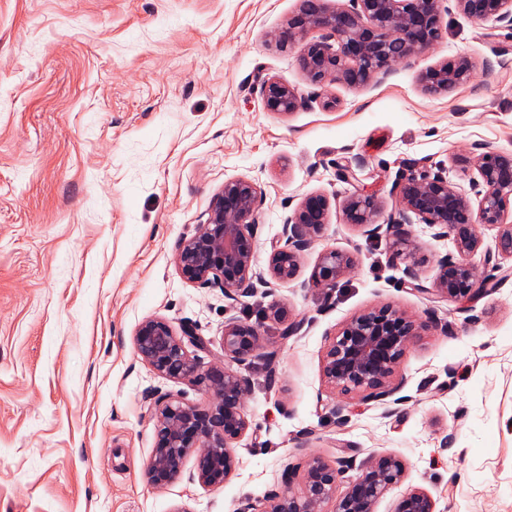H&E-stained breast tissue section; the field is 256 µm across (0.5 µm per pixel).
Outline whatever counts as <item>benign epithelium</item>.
I'll return each mask as SVG.
<instances>
[{"label": "benign epithelium", "instance_id": "7a95c632", "mask_svg": "<svg viewBox=\"0 0 512 512\" xmlns=\"http://www.w3.org/2000/svg\"><path fill=\"white\" fill-rule=\"evenodd\" d=\"M330 0H301L298 12L288 20L277 41L291 42L298 36L315 34L307 41L299 63L314 86L343 82L364 86L390 68L430 48L441 38L442 0H348L347 6H331ZM458 10L471 21L490 20L512 32V0H455ZM470 61L460 56L427 69L421 77L425 90L439 93L465 83L471 75ZM267 109L290 114L309 99L275 77L261 81ZM475 173L470 192L448 180L442 169L433 170L413 162L394 184L400 208L389 224L374 223L377 204L361 191L347 196L345 221L364 228L369 237L380 230L391 239L395 255L411 236L413 220L438 228L437 237L450 238L457 251L440 264L434 287L421 284L419 261L406 255L404 276L416 291L434 292L448 300L472 299L485 293L490 282L476 274L469 260L482 245L479 229H497L495 249H487L483 262L495 269L512 260V224L506 222L512 208V153L493 148L458 159ZM262 192L244 178L230 179L213 196L207 216L194 234L184 238L175 254L183 277L202 286L218 285L224 296L235 300L268 294L274 282H286L296 273L299 256L323 234L329 223L331 200L320 192L306 195L292 216L282 224L285 245L275 244L268 255V274L256 269L252 241L256 211ZM353 257L335 250L322 254L309 287L325 292L353 267ZM418 323L399 310L383 305L364 311L347 321L328 342L323 355V375L331 389L342 395H357L363 401H380L393 391L396 368L419 330L434 326L453 335L456 327L443 322L435 311L425 312ZM138 356L161 375L197 383L210 394L205 408L167 395L152 407L156 420V441L146 465L149 481L159 487L176 480L187 456H194L193 477L204 485L226 482L236 467L235 444L246 434L251 422L245 398L252 381L227 362L244 365L262 357L271 363L273 355L262 353V338L252 325L231 321L224 325L225 361L203 370L197 352L206 342L193 328L175 329L167 320L143 321L135 334ZM350 457L330 464L312 458L302 477V487L292 488L296 472L288 471L287 487L262 499L244 501L239 512H376L379 499L404 475V464L392 455L372 456L354 466ZM357 475L344 481L346 473ZM347 483L340 495L336 489ZM395 512H437V503L424 490H412L397 503Z\"/></svg>", "mask_w": 512, "mask_h": 512}]
</instances>
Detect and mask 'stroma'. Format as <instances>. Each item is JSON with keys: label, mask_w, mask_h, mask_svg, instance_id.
<instances>
[{"label": "stroma", "mask_w": 512, "mask_h": 512, "mask_svg": "<svg viewBox=\"0 0 512 512\" xmlns=\"http://www.w3.org/2000/svg\"><path fill=\"white\" fill-rule=\"evenodd\" d=\"M300 0H0V512H238L282 489L289 468L335 462L336 445L364 459L393 455L401 483L376 512L412 489L439 512H512V277L471 261L496 287L433 305L455 335L422 330L403 356L393 398H339L323 376L329 340L354 315L390 305L422 318L387 238L345 224L346 197L374 195L377 223L399 210L392 187L413 162L444 168L468 188L460 157L485 145L512 152V35L491 33L445 0L443 36L370 84L312 86L304 40L278 45ZM467 57L471 80L431 94L422 73ZM311 96L284 115L267 110L259 79ZM335 100L324 108V100ZM352 165L358 182L339 177ZM260 188L258 270L282 225L311 192L331 199L322 237L295 277L270 294L236 300L187 281L174 255L225 180ZM352 253L331 293L310 287L321 254ZM423 285L454 254L424 224L407 246ZM303 319L282 339L270 305ZM149 318L192 326L222 360L224 324L257 326L276 351L261 359L251 421L226 483L183 474L147 478L155 446L152 406L169 394L205 405L201 387L162 376L137 356ZM345 403L337 411V403Z\"/></svg>", "instance_id": "obj_1"}]
</instances>
